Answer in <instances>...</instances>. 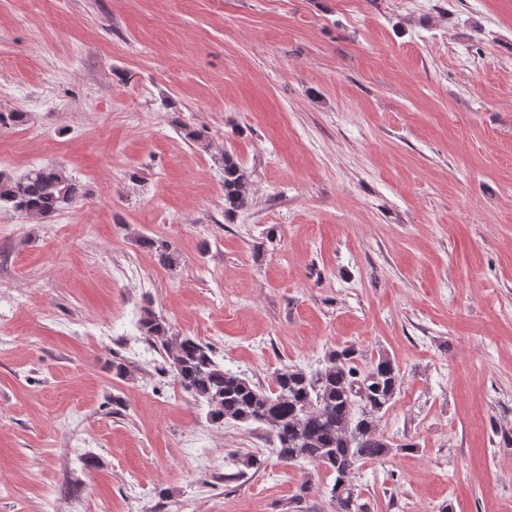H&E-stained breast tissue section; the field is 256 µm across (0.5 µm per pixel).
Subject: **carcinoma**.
<instances>
[{"mask_svg": "<svg viewBox=\"0 0 512 512\" xmlns=\"http://www.w3.org/2000/svg\"><path fill=\"white\" fill-rule=\"evenodd\" d=\"M220 167L224 214H234L249 205L250 173L229 152ZM81 193V185L58 167H39L23 177L0 170V204L28 216L49 217ZM140 244L161 267L177 269L179 254L169 240L143 237ZM138 328L150 343L161 345L179 388L208 407L211 422L258 425L282 463L305 460L331 471L336 512H368L352 484L360 463L417 447L395 446L379 431L380 419L402 384L399 366L387 356L365 364L360 349L345 345L328 353L324 367L315 371L296 366L277 370L273 387L265 388L224 368L211 347L169 335L164 320L149 307L141 311Z\"/></svg>", "mask_w": 512, "mask_h": 512, "instance_id": "cac0c4a2", "label": "carcinoma"}]
</instances>
